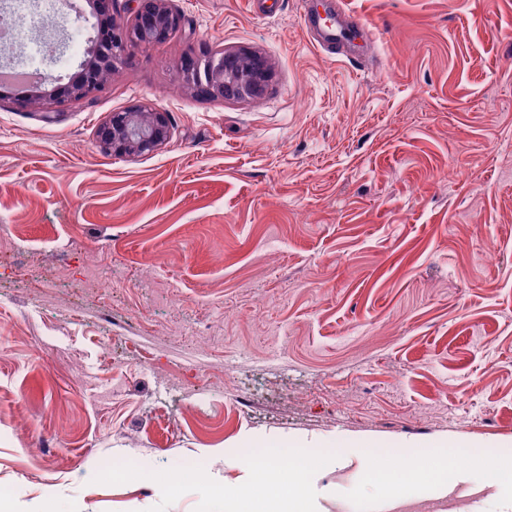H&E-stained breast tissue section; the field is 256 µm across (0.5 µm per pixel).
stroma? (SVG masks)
<instances>
[{
    "label": "stroma",
    "mask_w": 512,
    "mask_h": 512,
    "mask_svg": "<svg viewBox=\"0 0 512 512\" xmlns=\"http://www.w3.org/2000/svg\"><path fill=\"white\" fill-rule=\"evenodd\" d=\"M346 2L353 57L299 0H168L182 28L101 93L0 100V512H199L256 435L512 464V0ZM204 45L264 56L265 94L195 97L176 64ZM138 104L169 141L105 153ZM104 459L207 480L104 485ZM365 466L327 471L310 512H388ZM458 476L442 512L512 495ZM309 0H301L300 9L303 13L305 27L314 33L317 44H320L330 50H336L339 54L347 40L348 29H354L368 35V29L365 23L351 10L346 7V1L338 0L336 2V16L344 19L345 26H337L336 24L322 26L318 20L317 13L313 12L308 6ZM170 137V115L156 107L113 112L98 129L99 143L114 156L153 153Z\"/></svg>",
    "instance_id": "1"
}]
</instances>
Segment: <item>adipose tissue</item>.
<instances>
[{
  "label": "adipose tissue",
  "instance_id": "obj_1",
  "mask_svg": "<svg viewBox=\"0 0 512 512\" xmlns=\"http://www.w3.org/2000/svg\"><path fill=\"white\" fill-rule=\"evenodd\" d=\"M329 465V459L323 457H312L290 468L269 460L242 463L238 487L224 495H211L206 512H301V505L307 502L310 478L322 474ZM452 472L448 454L441 449L413 454L403 465L384 452L372 455L365 478L387 486V504L391 512H400L408 501L404 489L416 478L432 477L438 491L444 494Z\"/></svg>",
  "mask_w": 512,
  "mask_h": 512
}]
</instances>
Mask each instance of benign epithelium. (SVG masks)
Here are the masks:
<instances>
[{
	"label": "benign epithelium",
	"mask_w": 512,
	"mask_h": 512,
	"mask_svg": "<svg viewBox=\"0 0 512 512\" xmlns=\"http://www.w3.org/2000/svg\"><path fill=\"white\" fill-rule=\"evenodd\" d=\"M119 0H93L98 15L94 52L82 63L72 81L52 91L59 103L99 93L104 84L98 74L111 70L139 49L166 41L182 28V16L167 6V0H124L131 15L127 23L116 20ZM272 66L262 55L243 50L238 53L236 71L227 72L213 64L209 68L211 91L223 98L230 93L240 99L264 95ZM170 137V115L156 107L135 106L114 112L98 129L99 143L115 156L150 154Z\"/></svg>",
	"instance_id": "benign-epithelium-1"
}]
</instances>
